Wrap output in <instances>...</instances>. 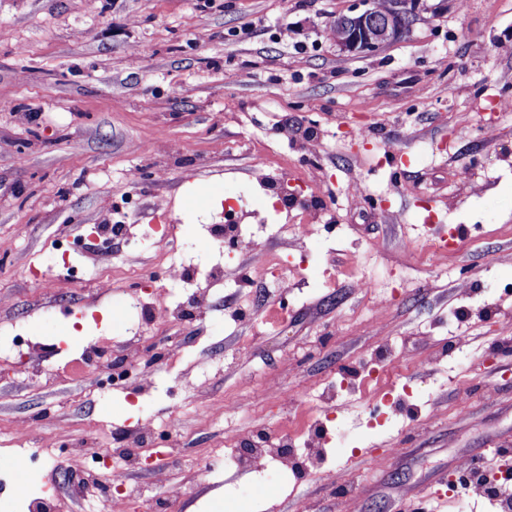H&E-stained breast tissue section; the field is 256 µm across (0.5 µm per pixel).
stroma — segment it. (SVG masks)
I'll return each mask as SVG.
<instances>
[{"instance_id":"obj_1","label":"stroma","mask_w":512,"mask_h":512,"mask_svg":"<svg viewBox=\"0 0 512 512\" xmlns=\"http://www.w3.org/2000/svg\"><path fill=\"white\" fill-rule=\"evenodd\" d=\"M351 5L0 0V512H102L113 465L129 512H459L461 463L512 449V56L495 51L512 0H424L367 56L329 35ZM234 196L278 260L308 226L297 287L225 258ZM118 221L161 225L186 271L150 287L154 308L223 266L204 317L125 310L158 260L134 241H113L100 286L96 230ZM129 340L163 353L148 392L102 385ZM326 415L348 444L312 462ZM146 419L163 439L139 447ZM260 428L294 436L289 467L239 465Z\"/></svg>"}]
</instances>
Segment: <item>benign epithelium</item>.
Masks as SVG:
<instances>
[{
    "mask_svg": "<svg viewBox=\"0 0 512 512\" xmlns=\"http://www.w3.org/2000/svg\"><path fill=\"white\" fill-rule=\"evenodd\" d=\"M422 0H394L392 12L382 19L374 14V0H358L349 13L336 19L344 35L336 45L354 55H370L407 33Z\"/></svg>",
    "mask_w": 512,
    "mask_h": 512,
    "instance_id": "1",
    "label": "benign epithelium"
}]
</instances>
